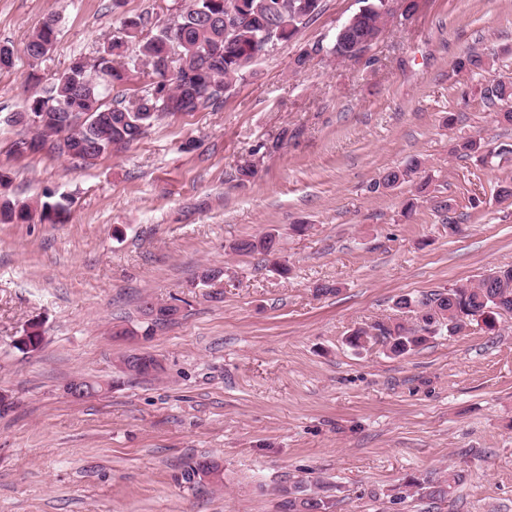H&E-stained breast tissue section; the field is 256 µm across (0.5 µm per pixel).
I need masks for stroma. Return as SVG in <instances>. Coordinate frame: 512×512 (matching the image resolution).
Wrapping results in <instances>:
<instances>
[{
    "mask_svg": "<svg viewBox=\"0 0 512 512\" xmlns=\"http://www.w3.org/2000/svg\"><path fill=\"white\" fill-rule=\"evenodd\" d=\"M178 2L0 0V44L17 52L0 71V193L67 202L54 224H0V512H279L278 489L297 482L320 484L333 512H512V314L400 357L346 343L396 317L401 295L512 266V199L497 195L512 154L486 164L453 151L470 136L512 144L481 98L512 80V0H418L359 58L296 69L361 5L321 0L219 106L88 165L10 154L26 99L74 57L93 60L126 17L164 23ZM50 19L57 43L31 62L23 47ZM467 52L489 68L456 69ZM413 158L431 177L425 196L412 182L372 191ZM250 159L257 174L238 183ZM269 231L276 257L233 251ZM205 268L223 275L202 284ZM148 297L180 299L175 321L115 338L144 324ZM29 332L41 346L19 350ZM132 348L162 358L163 377L120 376ZM78 377L113 387L75 402L64 388ZM201 457L223 463V486L182 480ZM452 469L466 477L445 501L390 504L408 477Z\"/></svg>",
    "mask_w": 512,
    "mask_h": 512,
    "instance_id": "stroma-1",
    "label": "stroma"
}]
</instances>
